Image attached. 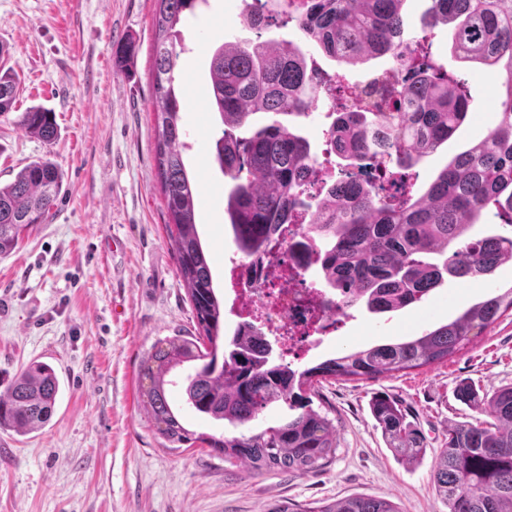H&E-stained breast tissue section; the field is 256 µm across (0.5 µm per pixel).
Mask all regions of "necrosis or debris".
Returning <instances> with one entry per match:
<instances>
[{
	"instance_id": "1",
	"label": "necrosis or debris",
	"mask_w": 512,
	"mask_h": 512,
	"mask_svg": "<svg viewBox=\"0 0 512 512\" xmlns=\"http://www.w3.org/2000/svg\"><path fill=\"white\" fill-rule=\"evenodd\" d=\"M251 265L242 257L232 262L233 313L275 334L284 356L308 355L320 337L349 320V313L323 307V290L307 283L305 268L290 255L266 256L252 278L247 275Z\"/></svg>"
}]
</instances>
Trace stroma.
Wrapping results in <instances>:
<instances>
[{
	"mask_svg": "<svg viewBox=\"0 0 512 512\" xmlns=\"http://www.w3.org/2000/svg\"><path fill=\"white\" fill-rule=\"evenodd\" d=\"M254 0H209L182 29L185 52L175 70L191 147L183 154L198 194L200 241L218 297L230 286L235 254L223 221L231 182L214 164L222 126L209 108L214 49L239 38L286 39L328 73L359 83L392 67L389 57L348 66L304 40L295 23L249 29ZM431 0H405L404 36L421 42L470 95V119L412 172L421 196L436 175L496 120L493 72L457 60L448 28L429 27ZM153 0H0V44L20 77L15 112L0 117V183L32 159L61 169L63 186L48 223L0 259V393L30 361L50 364L63 384L41 430H0V512H263L266 503L369 495L403 512H448L430 483L431 460L397 461L369 411L374 393L401 399L427 444L440 448L454 421L480 414L456 397L459 384L479 394L512 385V316L504 315L448 361L375 381L330 380L321 390L338 429L335 457L307 475H253L208 448L169 450L138 397L142 359L162 338L193 332L195 321L165 232L166 209L154 159L151 110ZM135 41L127 69L112 59L117 40ZM41 105L56 115L52 142L27 136L19 111ZM512 284V263L489 281L445 280L420 308L375 315L362 307L306 356L316 363L414 335L454 319L499 286Z\"/></svg>",
	"mask_w": 512,
	"mask_h": 512,
	"instance_id": "obj_1",
	"label": "stroma"
}]
</instances>
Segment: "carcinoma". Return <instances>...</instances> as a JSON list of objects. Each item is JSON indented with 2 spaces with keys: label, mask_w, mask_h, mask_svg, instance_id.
I'll list each match as a JSON object with an SVG mask.
<instances>
[{
  "label": "carcinoma",
  "mask_w": 512,
  "mask_h": 512,
  "mask_svg": "<svg viewBox=\"0 0 512 512\" xmlns=\"http://www.w3.org/2000/svg\"><path fill=\"white\" fill-rule=\"evenodd\" d=\"M201 0H154L152 108L155 158L168 215L166 229L177 271L192 304L198 335L157 341L139 372L143 411L166 447H208L224 460L260 474L304 475L325 465L338 448L329 412L313 408L316 385L329 379L370 380L448 359L504 313L512 287L478 303L450 323L396 343L337 353L304 369L268 356L270 342L252 323L220 338L224 310L196 229V188L182 153L189 148L174 88L181 26ZM405 0H264L268 12L288 8L302 34L327 57L347 65L388 56L404 75L385 85L377 77L348 86L310 67L291 41L224 42L209 62L210 105L222 124L212 159L231 188L224 198L228 224L244 257L270 254L283 226H305L312 263L336 310L363 305L384 314L421 305L446 277L486 279L512 263V237H470V227L493 209L512 227V0H431L433 26H448L454 56L499 78L497 120L473 147L455 155L414 198L412 169L447 143L468 118L463 85L438 66L424 47L405 39ZM19 82L0 65V116L15 111ZM325 91L331 98L327 151L347 161L334 180L315 167L309 141L286 117L303 116ZM258 113L269 121L253 127ZM26 133L50 142L55 114L32 106L18 117ZM254 128L248 137L235 131ZM63 175L49 158L34 159L0 185V257L23 234L47 221ZM322 184L315 210L303 199ZM442 262L430 261L431 256ZM183 386L187 404L222 423L221 434L185 426L170 402ZM63 389L50 365L35 361L0 394V429L27 434L50 420ZM458 397L489 420L448 425L435 454L431 484L448 512H512V386L479 396L468 384ZM292 415L263 428L253 421L273 405ZM370 411L388 448L407 465L422 462L427 447L400 400L378 393ZM264 512H401L384 497L355 496L293 504L275 500Z\"/></svg>",
  "instance_id": "carcinoma-1"
}]
</instances>
